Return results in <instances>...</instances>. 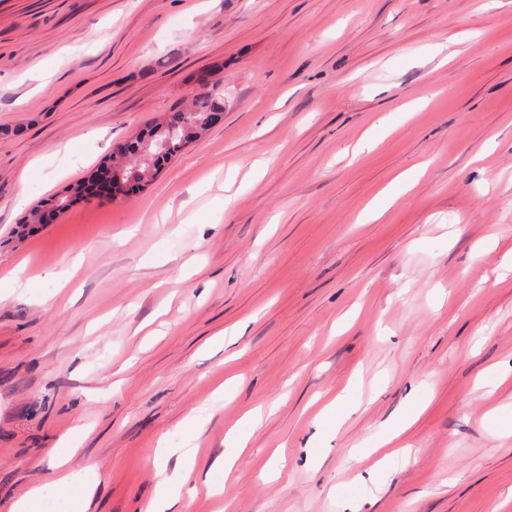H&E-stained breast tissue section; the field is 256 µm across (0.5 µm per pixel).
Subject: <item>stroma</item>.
<instances>
[{
  "label": "stroma",
  "mask_w": 512,
  "mask_h": 512,
  "mask_svg": "<svg viewBox=\"0 0 512 512\" xmlns=\"http://www.w3.org/2000/svg\"><path fill=\"white\" fill-rule=\"evenodd\" d=\"M212 70L221 118L137 196L22 223ZM508 258L512 0H0V512L64 470L142 512L164 446L176 512H512ZM417 172H403L399 174L384 193L376 197L366 211L361 215V223L378 220L394 205L402 194L409 191L418 180Z\"/></svg>",
  "instance_id": "stroma-1"
}]
</instances>
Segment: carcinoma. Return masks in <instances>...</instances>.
I'll return each instance as SVG.
<instances>
[{"mask_svg": "<svg viewBox=\"0 0 512 512\" xmlns=\"http://www.w3.org/2000/svg\"><path fill=\"white\" fill-rule=\"evenodd\" d=\"M222 111L224 97L210 84L191 109L170 112L162 122L120 145L115 158L124 163L125 174H134L146 183L158 174L166 161L206 130L210 113Z\"/></svg>", "mask_w": 512, "mask_h": 512, "instance_id": "carcinoma-1", "label": "carcinoma"}]
</instances>
